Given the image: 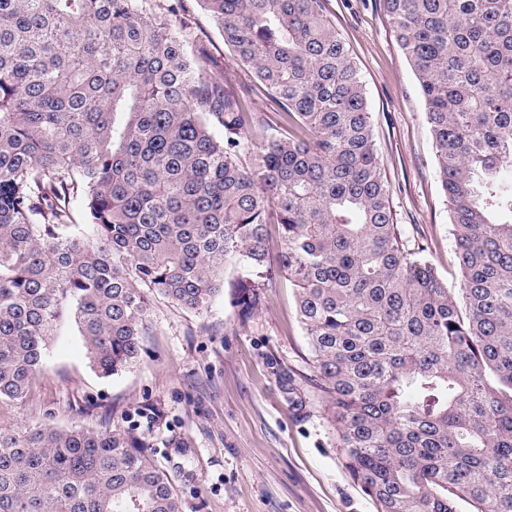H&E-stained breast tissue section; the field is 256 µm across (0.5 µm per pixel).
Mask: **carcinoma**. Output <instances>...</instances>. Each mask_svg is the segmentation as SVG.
Masks as SVG:
<instances>
[{
  "mask_svg": "<svg viewBox=\"0 0 512 512\" xmlns=\"http://www.w3.org/2000/svg\"><path fill=\"white\" fill-rule=\"evenodd\" d=\"M200 2L288 135L150 0H0V402L28 396L65 318L111 377L143 350L151 297L206 309L236 262L248 309L276 275L295 288L308 382L378 512H512V0H383L456 292L394 224L323 0ZM0 512L182 504L135 430L47 425L0 430Z\"/></svg>",
  "mask_w": 512,
  "mask_h": 512,
  "instance_id": "cac0c4a2",
  "label": "carcinoma"
}]
</instances>
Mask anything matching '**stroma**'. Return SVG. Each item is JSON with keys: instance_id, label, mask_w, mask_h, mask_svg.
<instances>
[{"instance_id": "1", "label": "stroma", "mask_w": 512, "mask_h": 512, "mask_svg": "<svg viewBox=\"0 0 512 512\" xmlns=\"http://www.w3.org/2000/svg\"><path fill=\"white\" fill-rule=\"evenodd\" d=\"M174 7L191 35L267 120L276 115L250 69L228 49L198 0ZM357 63L389 200L404 238L449 287L460 273L418 81L399 49L382 0H324ZM244 267L224 269L208 309L158 298L145 352L109 378L91 367L65 321L28 397L0 404V428L135 429L182 503V512H377L352 480L328 407L306 383L308 350L288 280L276 278L249 312L237 303Z\"/></svg>"}]
</instances>
